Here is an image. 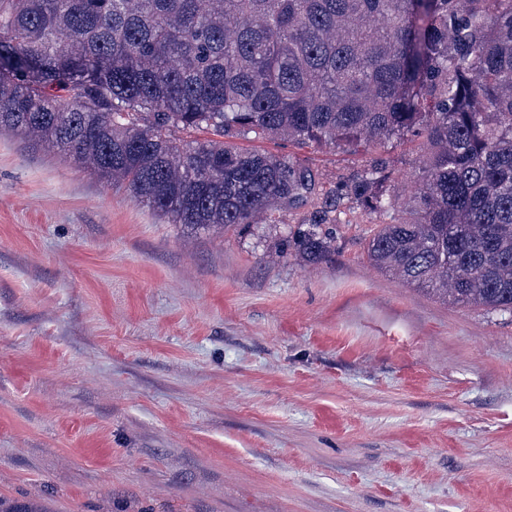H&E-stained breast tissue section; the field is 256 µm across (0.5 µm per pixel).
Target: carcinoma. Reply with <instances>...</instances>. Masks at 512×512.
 Here are the masks:
<instances>
[{"mask_svg":"<svg viewBox=\"0 0 512 512\" xmlns=\"http://www.w3.org/2000/svg\"><path fill=\"white\" fill-rule=\"evenodd\" d=\"M0 129L125 184L196 230L258 224L318 194L257 149L431 147L369 239L376 269L512 312V0H0ZM375 164L326 194L288 246L331 251L336 201L387 214ZM0 512H49L0 496Z\"/></svg>","mask_w":512,"mask_h":512,"instance_id":"carcinoma-1","label":"carcinoma"}]
</instances>
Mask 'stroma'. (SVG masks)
Segmentation results:
<instances>
[{
	"instance_id": "1",
	"label": "stroma",
	"mask_w": 512,
	"mask_h": 512,
	"mask_svg": "<svg viewBox=\"0 0 512 512\" xmlns=\"http://www.w3.org/2000/svg\"><path fill=\"white\" fill-rule=\"evenodd\" d=\"M258 148L328 190L423 139ZM271 223H173L0 131V496L53 512H512V312L374 268L347 200L309 263Z\"/></svg>"
}]
</instances>
